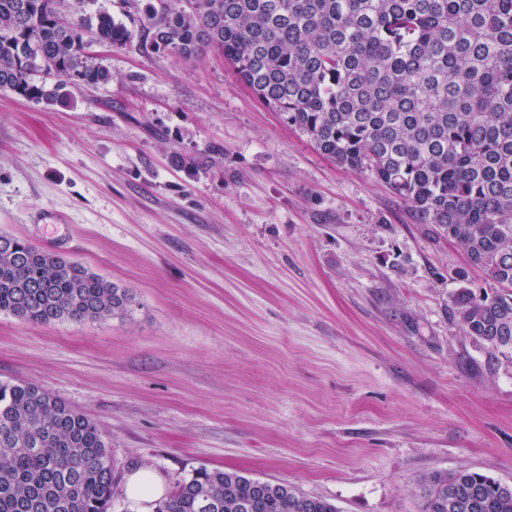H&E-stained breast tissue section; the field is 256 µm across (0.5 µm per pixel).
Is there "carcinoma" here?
I'll return each instance as SVG.
<instances>
[{
  "mask_svg": "<svg viewBox=\"0 0 512 512\" xmlns=\"http://www.w3.org/2000/svg\"><path fill=\"white\" fill-rule=\"evenodd\" d=\"M0 0V89L63 101L70 83L112 78L87 38L121 48L133 32L75 0ZM146 51L224 53L238 78L336 164L367 171L418 224L512 288V0H145ZM36 57L59 81H37ZM223 149L179 156L211 169ZM125 288L83 264L0 233V312L34 324L123 314ZM458 326L491 355L512 353V291L452 295ZM108 442L85 414L39 386L0 382V512H108ZM337 512L283 483L201 468L159 512ZM423 512H512V484L467 469L431 477Z\"/></svg>",
  "mask_w": 512,
  "mask_h": 512,
  "instance_id": "1",
  "label": "carcinoma"
}]
</instances>
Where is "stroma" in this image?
<instances>
[{
  "label": "stroma",
  "mask_w": 512,
  "mask_h": 512,
  "mask_svg": "<svg viewBox=\"0 0 512 512\" xmlns=\"http://www.w3.org/2000/svg\"><path fill=\"white\" fill-rule=\"evenodd\" d=\"M112 78L68 104L0 91V233L129 290L127 314L0 313V382L90 417L109 512L137 468L284 483L338 512H420L435 473L512 484V356L455 323L499 287L369 173L337 166L211 51L97 46ZM224 148L219 167L171 162Z\"/></svg>",
  "instance_id": "1"
}]
</instances>
